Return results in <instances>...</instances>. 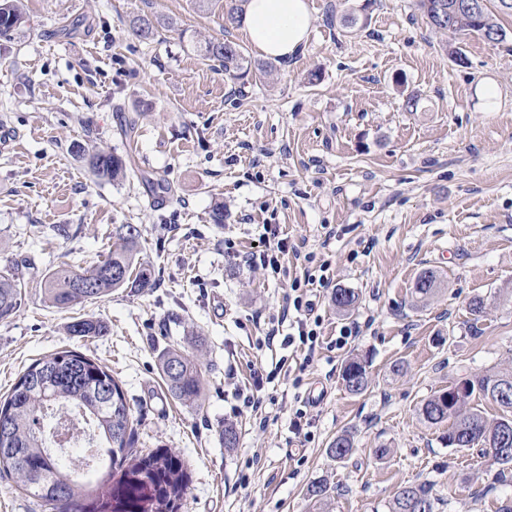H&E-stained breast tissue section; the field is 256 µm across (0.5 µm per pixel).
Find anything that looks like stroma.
<instances>
[{"label":"stroma","mask_w":512,"mask_h":512,"mask_svg":"<svg viewBox=\"0 0 512 512\" xmlns=\"http://www.w3.org/2000/svg\"><path fill=\"white\" fill-rule=\"evenodd\" d=\"M307 2L306 47L262 78L200 53L227 40L266 63L241 25H225L231 0H25V23L0 41V128L15 134L0 153V269L22 265L21 305L0 322V398L44 355L104 363L134 410L136 449L181 458L179 512H390L411 483L430 487L435 512H498L512 481L478 449L449 447L447 424L420 408L456 380L512 370V39L450 40L416 0ZM136 15L162 19L153 39L131 35ZM76 143L136 168L100 183ZM123 224L140 230L154 287L53 307L45 275L103 260ZM267 224L288 239L279 277L244 262ZM298 251L332 275L316 291L322 344L308 358L261 343ZM425 269L440 286L422 301ZM338 288L357 296L349 313ZM75 317L103 320L108 335H69ZM171 348L199 363L201 405L169 395L158 356ZM353 357L368 364L360 395L342 381ZM238 388L260 409L241 406ZM315 388L325 395L313 404ZM345 430L354 450L338 463L327 448ZM319 478L334 488L321 504L307 495Z\"/></svg>","instance_id":"stroma-1"}]
</instances>
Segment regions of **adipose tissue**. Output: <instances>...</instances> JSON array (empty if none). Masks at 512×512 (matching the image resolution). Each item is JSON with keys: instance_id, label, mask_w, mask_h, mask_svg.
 <instances>
[{"instance_id": "1", "label": "adipose tissue", "mask_w": 512, "mask_h": 512, "mask_svg": "<svg viewBox=\"0 0 512 512\" xmlns=\"http://www.w3.org/2000/svg\"><path fill=\"white\" fill-rule=\"evenodd\" d=\"M242 24L264 57L280 60L306 45L312 14L307 0H248Z\"/></svg>"}]
</instances>
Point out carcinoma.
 I'll return each mask as SVG.
<instances>
[{"label": "carcinoma", "mask_w": 512, "mask_h": 512, "mask_svg": "<svg viewBox=\"0 0 512 512\" xmlns=\"http://www.w3.org/2000/svg\"><path fill=\"white\" fill-rule=\"evenodd\" d=\"M465 0H418V6L437 30L454 36L467 35L485 29L498 34L497 42L506 41L507 32L494 19L488 7L474 19L464 10L448 24V6ZM23 23L21 0H0V39H10ZM158 20L139 15L130 21L132 34L139 40L151 39ZM203 52L206 58L222 63L224 69L243 68L245 58L231 42L209 41ZM88 168L101 183H114L126 176L125 159L110 151L88 149L74 145ZM118 242L107 256L87 268H74L63 263L45 278L48 300L59 309H71L88 301L108 297L119 288L142 291L154 286V269L137 257L140 230L133 224H123L117 230ZM121 277H112V270ZM437 288V275L428 269L417 278L414 294L425 298ZM21 281L17 268L10 267L0 274V321L12 317L21 301ZM357 301L356 294L338 288L333 302L340 311H347ZM71 336L100 337L109 333L108 326L93 317L77 318L70 322ZM159 368L170 395L177 401L195 403L202 395L199 364L190 354L168 350L159 357ZM345 388L361 394L369 386V372L362 360L352 357L342 371ZM469 395L476 393L497 404L502 413L493 419L480 411L458 407L448 409L444 392L428 398L420 409L423 418L432 424L450 423L448 446L454 448L480 447V454L491 456L499 465L498 478L507 481L512 470V372L476 375L469 381ZM66 407L81 413L95 429L92 447L96 448L88 476L103 473L96 489H87V482L75 476L62 453L49 451L50 436L67 419L56 413ZM0 473L16 478L18 487L41 499L50 512H68L63 500L73 502L94 500L116 494L127 505V512H140L144 489L131 484L127 477L143 472L157 487L158 497L151 501L147 512H178L180 501L188 486L182 460L167 448L157 449L145 456L133 453L134 417L119 382L105 365L76 350H63L31 363L6 398L0 401ZM353 441L349 433L336 436L328 448L329 456L339 462L349 458ZM121 473L112 481L113 473ZM391 512H434V500L426 484L403 487L394 497Z\"/></svg>", "instance_id": "obj_1"}]
</instances>
